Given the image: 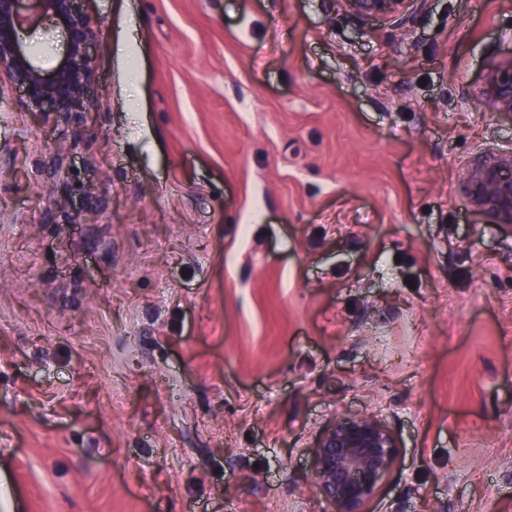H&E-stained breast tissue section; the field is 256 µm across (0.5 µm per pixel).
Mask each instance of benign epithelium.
Here are the masks:
<instances>
[{"label":"benign epithelium","mask_w":512,"mask_h":512,"mask_svg":"<svg viewBox=\"0 0 512 512\" xmlns=\"http://www.w3.org/2000/svg\"><path fill=\"white\" fill-rule=\"evenodd\" d=\"M82 0H0V78L20 89L25 103L65 120L85 111L95 84L94 52L101 46L100 23L86 14ZM357 19L403 16L409 0H341ZM44 27L58 33L61 60L43 67L21 34ZM476 95L512 118V56L489 66ZM462 193L476 211L512 237V150L484 151L466 167ZM400 443L375 416H337L320 435L311 462L318 496L334 512H366L384 478L394 468Z\"/></svg>","instance_id":"1"}]
</instances>
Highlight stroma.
<instances>
[{
    "label": "stroma",
    "instance_id": "stroma-1",
    "mask_svg": "<svg viewBox=\"0 0 512 512\" xmlns=\"http://www.w3.org/2000/svg\"><path fill=\"white\" fill-rule=\"evenodd\" d=\"M85 7V112L0 85V512H330L339 414L402 445L370 512H512V238L460 189L512 0ZM345 11L357 19L404 16L409 0H340Z\"/></svg>",
    "mask_w": 512,
    "mask_h": 512
}]
</instances>
